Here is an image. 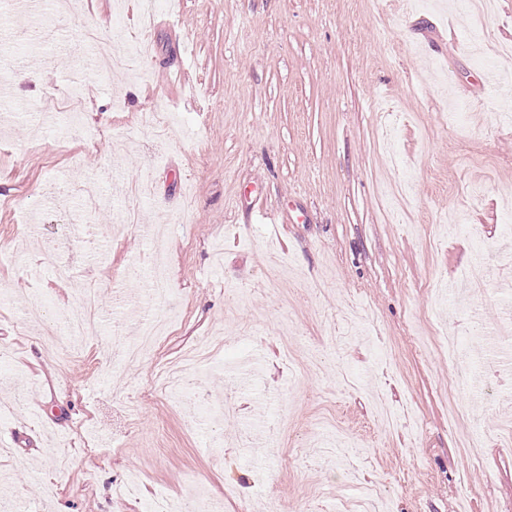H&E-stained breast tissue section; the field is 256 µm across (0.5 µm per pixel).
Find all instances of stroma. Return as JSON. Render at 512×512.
I'll list each match as a JSON object with an SVG mask.
<instances>
[{"label": "stroma", "instance_id": "stroma-1", "mask_svg": "<svg viewBox=\"0 0 512 512\" xmlns=\"http://www.w3.org/2000/svg\"><path fill=\"white\" fill-rule=\"evenodd\" d=\"M105 10L0 0V512L200 487L224 512H345L362 484L386 512H512V88L486 71L512 78V0H160L144 80L87 67L112 51L83 37ZM154 109L162 141L138 123ZM128 209L166 228L175 320L116 371L129 301L151 312ZM91 281L99 329L67 335ZM200 344L193 390L144 397Z\"/></svg>", "mask_w": 512, "mask_h": 512}]
</instances>
